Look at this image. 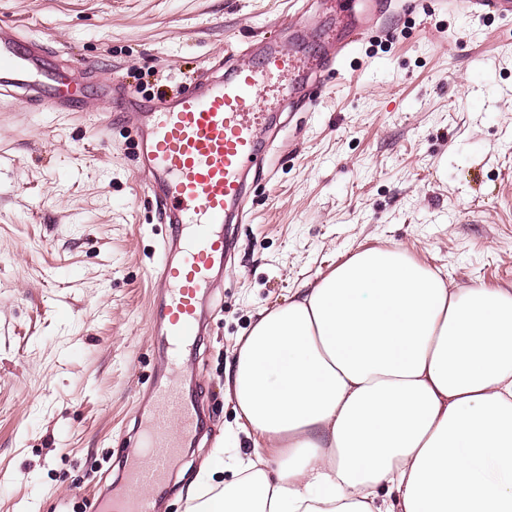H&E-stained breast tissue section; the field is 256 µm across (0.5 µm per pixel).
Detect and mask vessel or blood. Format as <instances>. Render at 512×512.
<instances>
[{"label": "vessel or blood", "instance_id": "b4317fda", "mask_svg": "<svg viewBox=\"0 0 512 512\" xmlns=\"http://www.w3.org/2000/svg\"><path fill=\"white\" fill-rule=\"evenodd\" d=\"M456 10L512 17V0H451ZM247 63H230L218 76L180 96L140 109L138 156L150 174L146 190L168 201L161 260L149 272L162 288L153 308L152 336L163 367L140 419L141 443L128 459L126 490L99 499L94 512H155L151 488L166 480L173 458L194 447L200 406L177 368L185 347L206 333V300L224 274L232 249L225 224L249 192L260 168L263 130L276 122L260 94L271 77L289 100L300 101L321 64L273 42L250 47ZM42 42L21 41L0 26V95L18 96L46 112H71L84 94L80 80L50 66Z\"/></svg>", "mask_w": 512, "mask_h": 512}]
</instances>
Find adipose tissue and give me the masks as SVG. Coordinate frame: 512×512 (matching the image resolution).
Here are the masks:
<instances>
[{
    "instance_id": "ef3b65f1",
    "label": "adipose tissue",
    "mask_w": 512,
    "mask_h": 512,
    "mask_svg": "<svg viewBox=\"0 0 512 512\" xmlns=\"http://www.w3.org/2000/svg\"><path fill=\"white\" fill-rule=\"evenodd\" d=\"M226 382L252 454L190 512H512V288L362 248L260 310Z\"/></svg>"
}]
</instances>
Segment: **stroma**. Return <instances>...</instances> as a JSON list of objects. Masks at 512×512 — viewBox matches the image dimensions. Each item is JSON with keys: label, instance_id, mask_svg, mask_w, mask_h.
Instances as JSON below:
<instances>
[{"label": "stroma", "instance_id": "obj_1", "mask_svg": "<svg viewBox=\"0 0 512 512\" xmlns=\"http://www.w3.org/2000/svg\"><path fill=\"white\" fill-rule=\"evenodd\" d=\"M302 10L307 45L325 42L322 0H0V25L143 102L192 89ZM286 120L187 355L205 433L160 512H189L214 449L231 466L251 451L226 372L257 311L351 250L396 244L454 285L512 287V17L386 0ZM136 139L96 92L73 112L0 98V512H90L134 450L160 368L147 271L165 223Z\"/></svg>", "mask_w": 512, "mask_h": 512}]
</instances>
